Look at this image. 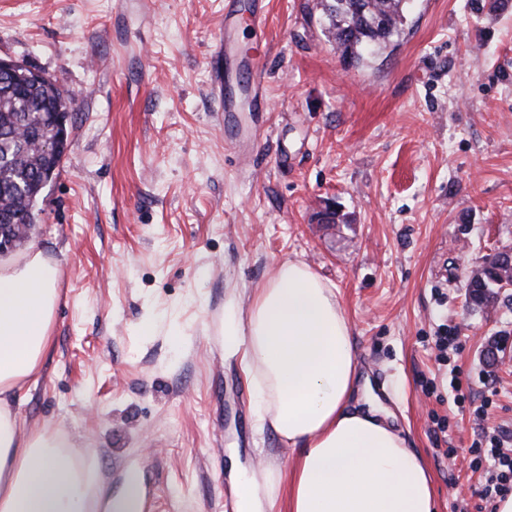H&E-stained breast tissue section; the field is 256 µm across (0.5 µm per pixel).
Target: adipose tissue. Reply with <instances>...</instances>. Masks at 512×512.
Listing matches in <instances>:
<instances>
[{"instance_id":"adipose-tissue-1","label":"adipose tissue","mask_w":512,"mask_h":512,"mask_svg":"<svg viewBox=\"0 0 512 512\" xmlns=\"http://www.w3.org/2000/svg\"><path fill=\"white\" fill-rule=\"evenodd\" d=\"M60 270L42 252L0 262V512H96L98 475L62 430L22 428L20 408L53 347ZM258 432L297 454L262 477L232 467L238 512H436L425 459L380 408L350 400L358 366L334 285L304 262L277 265L247 310L228 309Z\"/></svg>"}]
</instances>
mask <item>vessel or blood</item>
<instances>
[{
	"label": "vessel or blood",
	"mask_w": 512,
	"mask_h": 512,
	"mask_svg": "<svg viewBox=\"0 0 512 512\" xmlns=\"http://www.w3.org/2000/svg\"><path fill=\"white\" fill-rule=\"evenodd\" d=\"M240 14L236 0H225L224 18L220 23V35L209 55L211 88L220 102L222 111L234 112L242 97L256 100L266 91V73L260 61H249V77L245 83L235 82L233 71L240 57L238 30Z\"/></svg>",
	"instance_id": "1"
}]
</instances>
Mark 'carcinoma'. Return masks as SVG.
Segmentation results:
<instances>
[{
  "label": "carcinoma",
  "mask_w": 512,
  "mask_h": 512,
  "mask_svg": "<svg viewBox=\"0 0 512 512\" xmlns=\"http://www.w3.org/2000/svg\"><path fill=\"white\" fill-rule=\"evenodd\" d=\"M409 0H318L341 56L363 64L376 49L399 40L407 23ZM0 225L35 224L38 199L43 191L42 169L60 163L62 151L37 154L17 137L24 128L48 142L56 132L49 121L53 112L73 108V95L54 81L36 83L0 73ZM487 275L475 288L499 287L493 276L496 256L485 259Z\"/></svg>",
  "instance_id": "carcinoma-1"
}]
</instances>
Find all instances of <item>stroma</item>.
I'll return each instance as SVG.
<instances>
[{
  "label": "stroma",
  "instance_id": "obj_1",
  "mask_svg": "<svg viewBox=\"0 0 512 512\" xmlns=\"http://www.w3.org/2000/svg\"><path fill=\"white\" fill-rule=\"evenodd\" d=\"M223 12L0 0V57L77 100L29 242L60 299L23 427L92 449L103 494L133 475L153 512H221L229 450L254 470L294 455L237 403L224 306L300 259L338 288L360 381L425 458L438 512H494L470 463L484 433L512 431V288L480 308L466 285L512 250V0H411L404 35L359 65L314 0H268L265 29H241L264 112L211 92ZM445 328L460 348L442 362Z\"/></svg>",
  "mask_w": 512,
  "mask_h": 512
}]
</instances>
